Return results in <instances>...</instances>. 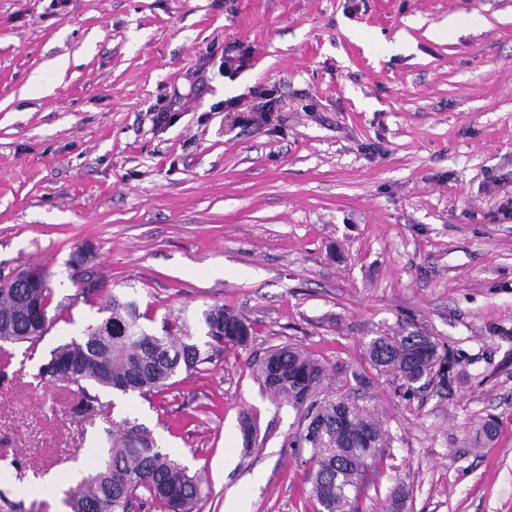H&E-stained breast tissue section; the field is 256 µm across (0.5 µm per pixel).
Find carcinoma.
<instances>
[{
  "instance_id": "carcinoma-1",
  "label": "carcinoma",
  "mask_w": 512,
  "mask_h": 512,
  "mask_svg": "<svg viewBox=\"0 0 512 512\" xmlns=\"http://www.w3.org/2000/svg\"><path fill=\"white\" fill-rule=\"evenodd\" d=\"M24 292L0 287V342L33 347L56 319L49 315L50 308L61 312L63 306L53 305L52 288L41 289L45 318L37 328L23 310ZM86 300L99 304V311L108 316L54 351L49 363L76 382L91 381L141 397L168 389L170 380L181 373L196 372L226 345L247 346L252 336L249 320L222 305L202 311L207 341L201 346L192 341L184 322H164L161 336L150 332L142 323L147 313L137 302L105 284ZM366 351L375 368L398 373L409 387L437 374L446 391L452 389L453 355L419 331L377 336L366 344ZM255 373L274 397L296 406L310 402L305 429L288 447L312 451L308 482L319 512H346L350 492L358 490L385 443L378 419L345 396L315 400L326 369L297 347L272 349L256 364ZM338 399L349 401V406L338 409ZM144 492L156 512H195L201 499L198 477L172 459L141 425L126 420L112 433L108 459L85 484L67 493L66 503L70 512H133Z\"/></svg>"
}]
</instances>
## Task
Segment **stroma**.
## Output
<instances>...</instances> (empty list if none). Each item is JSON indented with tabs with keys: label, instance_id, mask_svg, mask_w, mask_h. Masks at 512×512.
Wrapping results in <instances>:
<instances>
[{
	"label": "stroma",
	"instance_id": "1",
	"mask_svg": "<svg viewBox=\"0 0 512 512\" xmlns=\"http://www.w3.org/2000/svg\"><path fill=\"white\" fill-rule=\"evenodd\" d=\"M227 52L248 56L233 79ZM255 86L270 123L246 120ZM510 209L512 0H0V267L48 270L64 306L7 347L0 512H58L126 419L201 478L199 512H318L311 453L287 445L304 411L254 372L284 345L387 434L353 512H512ZM85 246L153 333L178 317L204 343L217 304L250 343L145 399L90 386L97 411L73 413L79 384L35 375L102 318L75 281ZM404 330L453 351L451 396L371 364L367 342Z\"/></svg>",
	"mask_w": 512,
	"mask_h": 512
}]
</instances>
